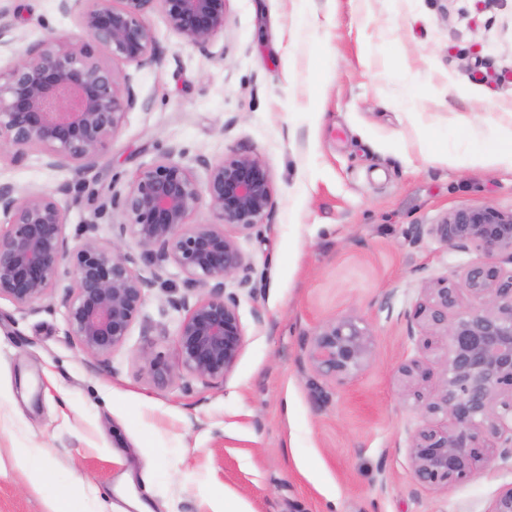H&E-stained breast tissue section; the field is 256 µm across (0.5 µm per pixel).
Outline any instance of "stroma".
<instances>
[{
	"mask_svg": "<svg viewBox=\"0 0 512 512\" xmlns=\"http://www.w3.org/2000/svg\"><path fill=\"white\" fill-rule=\"evenodd\" d=\"M0 9L25 47L75 29L57 0ZM145 22L160 60L124 66L136 104L95 165L52 170L28 150L0 159V183L55 191L70 243L86 223L108 243L112 192L142 165L172 148L187 164L250 153L271 172L274 205L243 240L245 343L224 382L182 377V313L169 302L182 276L155 280L131 239L154 285L108 359L68 333V265L33 308L1 298L0 457L37 449L56 482L0 468V512H46L75 472L82 512L104 499L112 512H136V500L214 512L228 494L247 512H488L512 486V459L449 488L419 485L408 448L426 418L398 370L420 361L436 393L441 354L424 349L412 315L425 288L477 258L435 224L460 207L512 209V165L471 160L489 130L512 128V0H228L204 52L183 47L160 12ZM344 314L364 319L374 345L339 382L308 367L305 346ZM156 360L173 382L156 383Z\"/></svg>",
	"mask_w": 512,
	"mask_h": 512,
	"instance_id": "35a3bbf8",
	"label": "stroma"
}]
</instances>
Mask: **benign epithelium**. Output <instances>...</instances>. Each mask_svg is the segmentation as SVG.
Masks as SVG:
<instances>
[{
	"label": "benign epithelium",
	"instance_id": "benign-epithelium-1",
	"mask_svg": "<svg viewBox=\"0 0 512 512\" xmlns=\"http://www.w3.org/2000/svg\"><path fill=\"white\" fill-rule=\"evenodd\" d=\"M227 0H58L75 15L77 32L52 36L22 49L6 38L13 66L0 72V157L34 149L50 169L91 167L135 103L130 78L114 64L142 67L159 61L157 42L144 16L161 11L183 46L206 51L224 31ZM96 45L112 60L98 59ZM175 149L144 165L129 187L111 196L119 236L102 243L87 235L70 248L66 214L51 190L0 184V297L27 309L56 287L60 266L72 283L63 306L68 333L80 348L107 358L125 343L141 316L153 282L134 269L124 251L130 236L156 265L155 279L173 265L185 293L171 305L185 311L174 346L183 374L222 383L233 371L245 334L238 291L250 288V266L240 238L263 223L273 207L269 169L245 152L211 162L200 158L204 178L174 160ZM207 210L213 221L196 217ZM441 242L483 258L434 288L425 289L414 317L428 347L446 337L442 387L421 392L429 371L412 360L399 369L404 389L426 415L442 414L411 437L415 480L425 486L470 481L497 457H512V211L461 207L435 225ZM467 295L468 306L461 296ZM373 354V334L360 317L346 314L319 327L305 360L322 377L345 381L361 373ZM488 512H512V486Z\"/></svg>",
	"mask_w": 512,
	"mask_h": 512
}]
</instances>
